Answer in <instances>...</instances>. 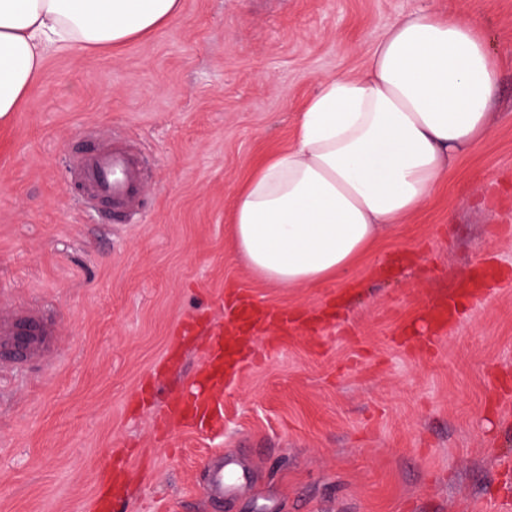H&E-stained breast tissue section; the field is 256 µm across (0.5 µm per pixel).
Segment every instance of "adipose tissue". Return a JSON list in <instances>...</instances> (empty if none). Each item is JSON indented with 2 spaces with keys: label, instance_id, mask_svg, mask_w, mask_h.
I'll return each instance as SVG.
<instances>
[{
  "label": "adipose tissue",
  "instance_id": "ef3b65f1",
  "mask_svg": "<svg viewBox=\"0 0 512 512\" xmlns=\"http://www.w3.org/2000/svg\"><path fill=\"white\" fill-rule=\"evenodd\" d=\"M179 8L180 0H0V120L41 72L46 47L109 48ZM498 89L499 63L477 22L424 9L396 19L361 74L320 81L293 145L236 194L238 254L285 288L336 278L489 133Z\"/></svg>",
  "mask_w": 512,
  "mask_h": 512
}]
</instances>
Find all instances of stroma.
<instances>
[{"label": "stroma", "instance_id": "1", "mask_svg": "<svg viewBox=\"0 0 512 512\" xmlns=\"http://www.w3.org/2000/svg\"><path fill=\"white\" fill-rule=\"evenodd\" d=\"M478 19L502 61L490 133L431 199L346 273L284 288L232 236L234 199L291 144L326 76L357 75L401 15ZM121 133L148 163L144 219L95 220L63 160ZM444 332L432 297L476 265ZM238 288L321 318L224 380L219 430L167 428L200 370L186 318ZM40 298L63 350L0 379V512H93L119 453L118 512H512V0H181L156 31L109 49L49 48L0 120V313ZM237 458L236 498L207 501L205 465Z\"/></svg>", "mask_w": 512, "mask_h": 512}]
</instances>
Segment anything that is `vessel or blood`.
Here are the masks:
<instances>
[{
	"instance_id": "1",
	"label": "vessel or blood",
	"mask_w": 512,
	"mask_h": 512,
	"mask_svg": "<svg viewBox=\"0 0 512 512\" xmlns=\"http://www.w3.org/2000/svg\"><path fill=\"white\" fill-rule=\"evenodd\" d=\"M70 183L78 190L76 199L83 210L108 208L117 224L139 223L143 214L145 169L139 153L120 138L110 144L84 151L65 164ZM239 318L244 326H252L261 317L287 327L286 313L260 309L249 298H238ZM61 350L59 331L40 308L16 309L10 316L0 317V353L13 354L10 369H20L21 359L49 361ZM224 326L214 324L208 355L204 362L207 390L186 393L172 407L174 415L208 427L216 426L221 417V404L215 396L224 384ZM244 478L235 463L224 456L210 459L206 480L212 499L223 500L238 491Z\"/></svg>"
}]
</instances>
